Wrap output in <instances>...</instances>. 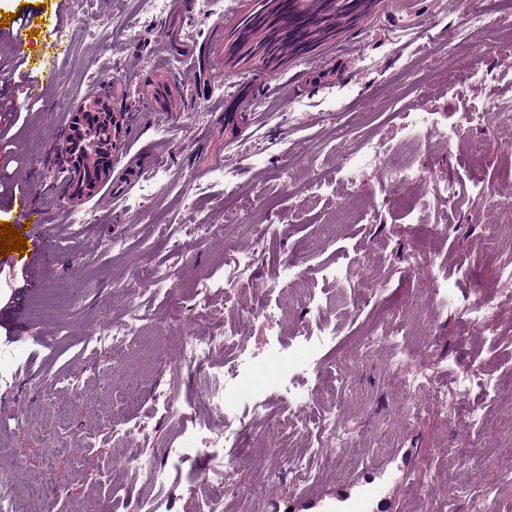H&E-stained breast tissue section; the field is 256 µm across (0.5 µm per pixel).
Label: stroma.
Segmentation results:
<instances>
[{
  "label": "stroma",
  "instance_id": "obj_1",
  "mask_svg": "<svg viewBox=\"0 0 512 512\" xmlns=\"http://www.w3.org/2000/svg\"><path fill=\"white\" fill-rule=\"evenodd\" d=\"M169 0L164 12L145 17L139 0H67L62 39L49 30L25 45L32 64L54 67L59 87L28 99L15 77V53L0 37V69L11 73L10 97L18 110L7 139L0 141V175L33 186V203L53 227L44 247L50 263L30 277L0 270V457L12 464L13 489L0 494V512H24L26 493L46 463L56 470V492L47 512H123L144 501L156 512H202L224 494L221 477L209 474L206 454L187 462L167 451L201 425L220 431L224 411L191 410L200 390L224 382L223 351L205 370L166 368L168 353L184 337L236 329L259 365L280 350L294 354L293 386L319 393L317 403L287 406L267 391L270 414L317 421L331 404L321 392L330 376L344 379L341 411L352 433L372 441L344 463L325 464L318 486L291 490L290 475L275 460L253 459L261 439L250 436L233 454L245 459L234 478L256 486L260 497L245 512H308L324 486L344 481L387 458L394 476L425 477L461 446L473 454L450 480L473 489L499 487L501 469L512 459V403L473 393L446 419L429 399L414 407L393 383L386 353L362 352L360 339L372 324L406 326L403 343L411 368L434 369L435 390L449 387L456 371L482 376L488 369L512 379V289L497 280L501 250L480 243L498 221L499 204L512 193V125L495 122L473 129V111L512 113V63L501 54V33L512 29V0H374L357 23L342 27L308 53L281 65L262 56L227 54L228 33L254 7L253 0ZM481 15V27L460 33L461 17ZM139 29L130 42L112 28L115 16ZM489 73L475 84L470 75ZM102 98L124 113L113 172L126 184L108 181L86 200V223L73 221L54 176L56 151L70 131L82 99ZM431 113L417 146L404 158L423 174L416 189L435 196L427 214L409 213L390 201L382 168L365 169L349 183L343 158L381 140L397 147L405 114ZM460 127L451 143L438 127ZM483 143L472 159L470 143ZM233 171L225 186V171ZM454 180L457 197L436 196ZM323 185L308 204L312 182ZM281 225L256 248L250 279L239 280L238 252L255 248L254 225ZM452 231L439 241L436 267L413 270L428 225ZM123 240L122 251L112 248ZM304 266L354 265L363 276L344 286L315 280L317 300H342L336 314L319 317L299 304L273 320L250 316L260 302L275 304L268 285L290 261ZM467 275H460V266ZM168 270L175 283L155 291L148 268ZM464 296L475 291L502 301L499 317L481 328L452 310L425 305L432 277ZM143 316L141 340L157 354L142 359L137 344L114 355L100 350L97 336L131 310ZM335 333L321 350L303 334ZM145 375L143 400L131 405L125 377ZM77 388L57 385V378ZM484 403L489 424L472 426L470 403ZM117 422L142 424L145 444H120ZM489 512H512V486L499 487Z\"/></svg>",
  "mask_w": 512,
  "mask_h": 512
}]
</instances>
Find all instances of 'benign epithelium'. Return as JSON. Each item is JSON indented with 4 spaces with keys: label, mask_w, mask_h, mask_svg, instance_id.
Here are the masks:
<instances>
[{
    "label": "benign epithelium",
    "mask_w": 512,
    "mask_h": 512,
    "mask_svg": "<svg viewBox=\"0 0 512 512\" xmlns=\"http://www.w3.org/2000/svg\"><path fill=\"white\" fill-rule=\"evenodd\" d=\"M124 113L112 111L102 99L80 102L71 118V134L57 148L60 173L68 186L63 203L75 207L110 179L120 148Z\"/></svg>",
    "instance_id": "7a95c632"
}]
</instances>
